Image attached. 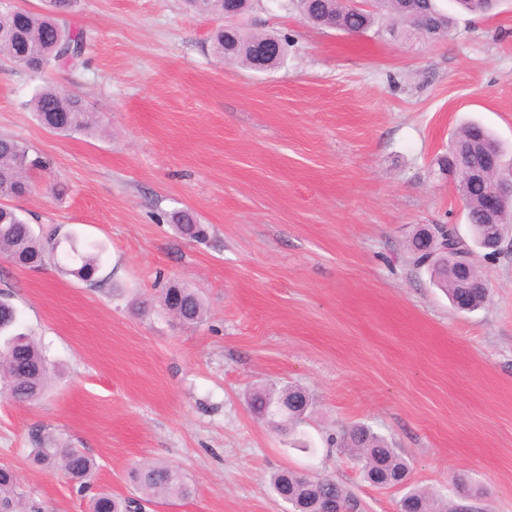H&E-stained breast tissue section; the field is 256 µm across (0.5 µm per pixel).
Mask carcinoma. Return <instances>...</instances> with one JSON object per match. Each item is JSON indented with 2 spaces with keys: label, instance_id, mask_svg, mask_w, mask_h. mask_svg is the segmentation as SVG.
I'll return each mask as SVG.
<instances>
[{
  "label": "carcinoma",
  "instance_id": "carcinoma-1",
  "mask_svg": "<svg viewBox=\"0 0 512 512\" xmlns=\"http://www.w3.org/2000/svg\"><path fill=\"white\" fill-rule=\"evenodd\" d=\"M429 21L434 30L428 32L433 39L438 32H448V15L437 0H424ZM196 12L222 17V0H187ZM77 0H47L42 13L0 4V54L18 64L43 72L49 68L75 63L84 53L83 33L70 28L65 16L70 14ZM300 14L319 25L348 34H361L379 18H388L401 26V32L421 34V21L402 0H375L368 10H356L351 0H293ZM268 39V35L249 34L239 26L231 36H224L220 28L213 35V47L220 57L238 61L254 68L255 45ZM31 106L37 120L49 130L63 136H93L98 121L84 100L67 94L51 84L38 88ZM479 138L488 152L503 153L501 142L477 123L461 127L450 146H463ZM41 166V161L28 159L26 149L16 140L0 138V198L20 197L29 190V171ZM457 190L465 203L468 223L474 226V245H481L483 206L481 188L464 178H457ZM171 223L185 239L201 242L208 238L209 227L198 224L192 213L181 210L171 215ZM413 261L431 271L435 285L443 290L452 303L461 302L466 310L480 308L487 299L485 288H461L457 262L460 256H471L473 251L453 229L448 230V243L435 244L417 232L410 243ZM105 247L100 243L85 244L77 233L63 238L51 234L43 241L35 235L29 224L13 207L0 204V254L11 257L20 268L41 267L50 261L61 271L81 281L93 284L100 268ZM164 309L180 322L194 325L202 321L204 307L196 292L185 284H175L162 295ZM0 383L16 401L33 403L46 392L50 379L48 359L29 334L18 330L17 309L8 301L0 300ZM312 400L304 391L288 386L274 395L259 389L249 396V407L256 419L268 427L285 431L288 424L300 421ZM336 449L349 453L361 464L365 478L374 483L383 477L392 483H407L409 463L389 446L387 439L371 427L356 423L343 430L332 440ZM33 449L36 464H58L78 490H89L94 482L96 462L77 448H62L56 444L38 441ZM135 492L126 497H115L101 491L91 498L88 512H140L146 504L159 499L188 498L194 488L178 469L165 464L146 465L132 472ZM271 487L277 496H288L291 512H320L326 502L336 503L346 512H354L356 503L350 492L329 477L298 474L283 469L272 475ZM405 512H459L439 505L428 493L408 487L399 500ZM0 512H28L26 497L16 472L0 467Z\"/></svg>",
  "mask_w": 512,
  "mask_h": 512
}]
</instances>
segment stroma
I'll return each instance as SVG.
<instances>
[{"instance_id":"1","label":"stroma","mask_w":512,"mask_h":512,"mask_svg":"<svg viewBox=\"0 0 512 512\" xmlns=\"http://www.w3.org/2000/svg\"><path fill=\"white\" fill-rule=\"evenodd\" d=\"M444 7L454 27L428 42L383 21L351 36L291 0H253L245 30L290 40L285 65L257 72L216 57L218 20L184 0H79L82 64L46 75L0 55V137L44 163L12 206L36 235L106 246L95 286L0 258V298L52 363L41 400L0 392V466L35 512L88 510L63 472L31 462L47 435L93 458L115 495L132 493L133 468L180 469L193 495L157 512H286L270 485L283 468L343 484L356 512H396L401 490L326 443L358 422L440 502L461 478L479 512H512V251L476 257L489 299L461 313L408 250L425 224L470 236L437 165L463 123L512 152V0L484 16ZM48 81L100 114L98 135L36 120L28 101ZM176 209L210 225L209 242L178 235ZM171 282L195 289L200 323L164 310ZM286 385L313 405L276 432L247 400Z\"/></svg>"}]
</instances>
